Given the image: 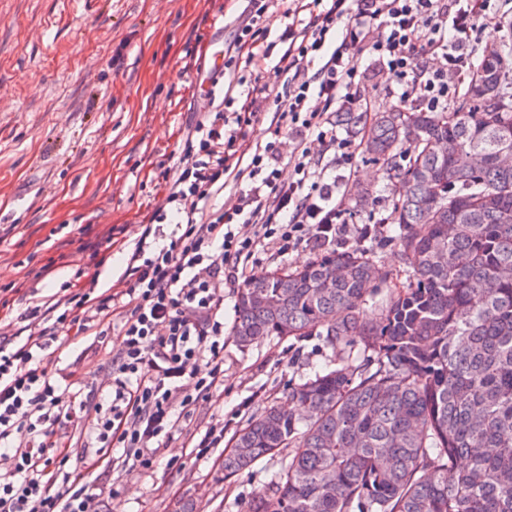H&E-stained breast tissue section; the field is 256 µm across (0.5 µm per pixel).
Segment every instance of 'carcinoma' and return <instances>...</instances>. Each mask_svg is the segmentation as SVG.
<instances>
[{
    "label": "carcinoma",
    "instance_id": "1",
    "mask_svg": "<svg viewBox=\"0 0 512 512\" xmlns=\"http://www.w3.org/2000/svg\"><path fill=\"white\" fill-rule=\"evenodd\" d=\"M498 96L336 125L380 167L406 281L376 299L370 248L326 247L238 288L233 335L322 336L353 366L290 389L234 435L224 477L280 459L247 512H512V38ZM448 141V154L434 142Z\"/></svg>",
    "mask_w": 512,
    "mask_h": 512
}]
</instances>
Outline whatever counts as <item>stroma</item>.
<instances>
[{
    "mask_svg": "<svg viewBox=\"0 0 512 512\" xmlns=\"http://www.w3.org/2000/svg\"><path fill=\"white\" fill-rule=\"evenodd\" d=\"M242 0H0V289L10 316L32 295L58 293L82 262L70 246L78 227L113 226L134 243L180 158L194 124L200 69L210 44L232 41ZM125 50L113 62L117 45ZM369 52L358 56L356 99L398 104L393 76ZM342 190L373 193L346 217L358 241L370 214L390 211L376 166L355 155ZM54 278L32 273L59 254ZM237 291H224V384L196 409V424L223 421L224 438L264 406L286 405L288 390L333 360L322 337L271 336L240 345L233 336ZM224 449L196 459L171 439L154 468L99 463L96 512H246L279 469L262 459L224 476Z\"/></svg>",
    "mask_w": 512,
    "mask_h": 512,
    "instance_id": "stroma-1",
    "label": "stroma"
}]
</instances>
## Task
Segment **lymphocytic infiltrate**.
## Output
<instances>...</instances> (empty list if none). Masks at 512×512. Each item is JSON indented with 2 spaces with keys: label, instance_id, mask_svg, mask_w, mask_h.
<instances>
[{
  "label": "lymphocytic infiltrate",
  "instance_id": "f902f5d3",
  "mask_svg": "<svg viewBox=\"0 0 512 512\" xmlns=\"http://www.w3.org/2000/svg\"><path fill=\"white\" fill-rule=\"evenodd\" d=\"M247 2L232 59L253 68L275 59L279 79L252 88L234 111L202 110L129 253V280L98 291L99 266L116 245L104 231L73 291L31 299L23 343L0 327V458L11 461L0 471V512H91L95 466L67 470L65 424L78 427L83 448L121 449L123 464L145 470L177 435L199 459L223 445L222 423L200 428L193 417L224 383L225 287L257 275L265 242L282 256L303 245L348 244L336 188L354 152L330 116L353 97L358 52L370 50L396 78L400 101L434 111L455 92L450 75L466 66L478 19L496 14L493 0ZM277 16L286 24L271 43L268 25ZM427 50L441 55L437 67L424 65ZM268 112L273 140L252 142L250 127ZM312 135L324 154L312 155ZM284 136L293 143L287 156ZM229 175L241 186L215 203ZM242 224L253 225V234H240ZM111 335L119 347L101 365L103 390L75 387L73 372H49L58 350L77 337L101 343Z\"/></svg>",
  "mask_w": 512,
  "mask_h": 512
}]
</instances>
